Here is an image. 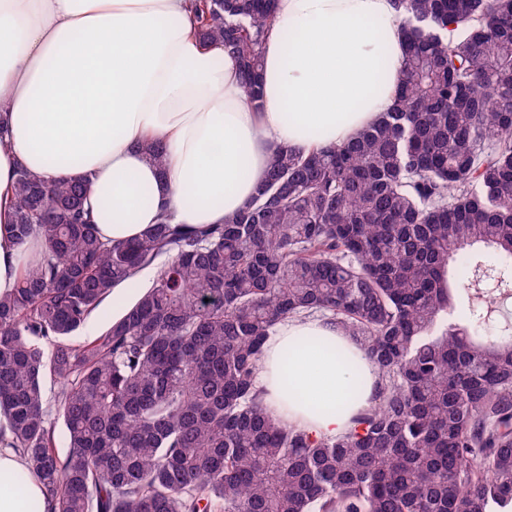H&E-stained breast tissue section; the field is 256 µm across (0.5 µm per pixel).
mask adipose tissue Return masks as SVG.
<instances>
[{"instance_id": "adipose-tissue-1", "label": "adipose tissue", "mask_w": 512, "mask_h": 512, "mask_svg": "<svg viewBox=\"0 0 512 512\" xmlns=\"http://www.w3.org/2000/svg\"><path fill=\"white\" fill-rule=\"evenodd\" d=\"M403 54L394 0H278L258 110L234 59L197 36L189 0H0V296L40 251L8 230L18 168L89 177L108 240L164 218L221 224L253 199L280 146L343 143L390 111ZM379 380L353 337L319 319L281 323L257 375L267 414L315 438L347 432ZM23 469L0 450V512L43 502L36 478L12 484Z\"/></svg>"}]
</instances>
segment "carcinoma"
Masks as SVG:
<instances>
[{"mask_svg":"<svg viewBox=\"0 0 512 512\" xmlns=\"http://www.w3.org/2000/svg\"><path fill=\"white\" fill-rule=\"evenodd\" d=\"M276 7L193 0L258 109ZM397 9L393 109L347 142L278 149L222 224L112 243L89 179L17 171L12 231L43 255L0 296V446L51 512H512V0ZM147 269L136 303L75 343ZM311 317L381 378L334 438L274 422L256 383L276 326Z\"/></svg>","mask_w":512,"mask_h":512,"instance_id":"1","label":"carcinoma"}]
</instances>
